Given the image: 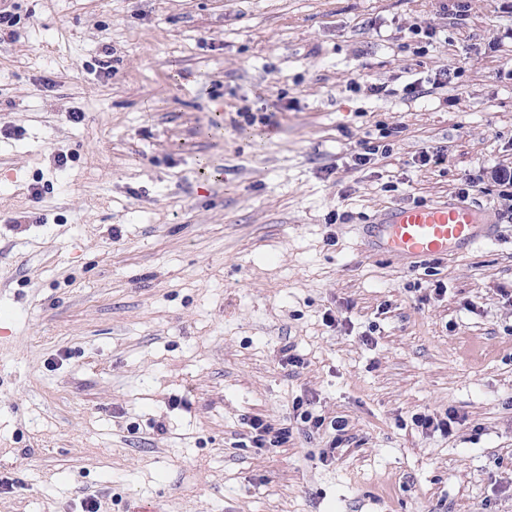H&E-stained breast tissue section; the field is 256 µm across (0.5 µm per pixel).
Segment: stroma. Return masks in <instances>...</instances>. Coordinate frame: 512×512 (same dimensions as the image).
I'll use <instances>...</instances> for the list:
<instances>
[{
  "label": "stroma",
  "instance_id": "stroma-1",
  "mask_svg": "<svg viewBox=\"0 0 512 512\" xmlns=\"http://www.w3.org/2000/svg\"><path fill=\"white\" fill-rule=\"evenodd\" d=\"M16 2L0 28V512H81L90 494L103 512H512V202L470 193L494 241L414 266L366 230L512 164L503 0ZM428 23L419 55L410 30ZM444 66L447 88L407 99ZM278 100L273 124L235 126ZM382 124L402 128L391 154L354 165ZM436 147L442 163L418 167ZM298 397L348 420L333 464L329 434L297 428ZM451 408L453 435L412 421ZM255 417L288 443L254 447Z\"/></svg>",
  "mask_w": 512,
  "mask_h": 512
}]
</instances>
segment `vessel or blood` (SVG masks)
Returning a JSON list of instances; mask_svg holds the SVG:
<instances>
[{
	"label": "vessel or blood",
	"mask_w": 512,
	"mask_h": 512,
	"mask_svg": "<svg viewBox=\"0 0 512 512\" xmlns=\"http://www.w3.org/2000/svg\"><path fill=\"white\" fill-rule=\"evenodd\" d=\"M378 227L381 248L407 260L467 250L490 238L486 222L463 202L396 207Z\"/></svg>",
	"instance_id": "b4317fda"
}]
</instances>
